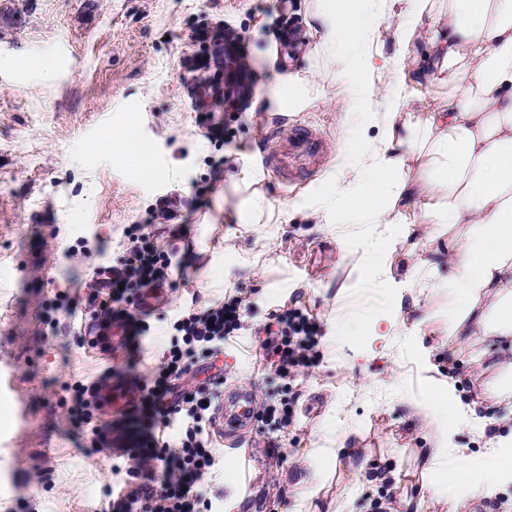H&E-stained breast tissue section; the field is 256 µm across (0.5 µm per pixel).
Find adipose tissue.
<instances>
[{"mask_svg":"<svg viewBox=\"0 0 512 512\" xmlns=\"http://www.w3.org/2000/svg\"><path fill=\"white\" fill-rule=\"evenodd\" d=\"M384 20L400 47L392 81L372 82L373 58L355 47L377 20L365 0H310L306 40L289 42L287 65L269 89L278 112L305 111L311 71L296 67L302 52L322 55L338 86L339 116L355 150L337 169V189L317 210L326 224L369 230L399 224L427 227L447 245L409 272V295L390 296L384 309L360 310L356 343L371 349L399 335L405 300L432 299L429 321L449 350L468 348L485 373L490 406L512 416V0H390ZM446 90L439 102L430 88ZM378 137L363 138L360 119L374 96ZM455 375L431 379L423 409L435 421V444L423 468L434 498L453 496L456 512L500 495L512 484V429L488 432L477 404L455 400ZM466 428L483 442L477 457L448 456V435Z\"/></svg>","mask_w":512,"mask_h":512,"instance_id":"obj_1","label":"adipose tissue"}]
</instances>
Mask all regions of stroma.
I'll list each match as a JSON object with an SVG mask.
<instances>
[{"label":"stroma","mask_w":512,"mask_h":512,"mask_svg":"<svg viewBox=\"0 0 512 512\" xmlns=\"http://www.w3.org/2000/svg\"><path fill=\"white\" fill-rule=\"evenodd\" d=\"M305 0H0V512H104L106 489L129 482L109 450H92L70 415L68 387L107 372L147 378L172 342L173 321L238 288L247 300L246 328L216 361L193 364L179 383L194 388L213 372L225 389L251 388L257 409L287 392L296 419L272 431L243 430L242 446L220 443V462L206 480L221 512H305L299 481L318 469L312 454L345 420L353 448L330 499L345 512H399L420 485L415 452L432 447L433 419L418 407L435 371L461 378L458 396L481 399L467 351L442 348L432 328L418 327L429 301L406 305L405 335L374 355L350 350L354 308L388 299L365 271L353 270L336 234L313 217L310 203L333 187L346 153L337 88L322 58L310 61L320 84L311 106L281 119L267 98L276 80L268 58L284 31L305 33ZM230 30L245 44L255 80L246 114L225 106L221 91L196 107L188 93L201 76L187 57L207 54L199 33ZM303 126L330 150L303 174L260 165L270 126ZM135 126L153 149L155 177L141 176L108 133ZM284 218L243 230V171ZM174 216L163 220L160 207ZM148 225L172 250L173 287L148 317L136 357L90 344L85 326L96 270L121 260L129 225ZM267 262L249 264L260 245ZM395 291L430 249L425 225L395 245ZM224 252V285H205L216 250ZM295 305L320 325L319 361L280 378L256 364L254 345L269 312ZM255 456L254 489L238 488L236 455ZM392 472L374 481V473Z\"/></svg>","instance_id":"obj_1"}]
</instances>
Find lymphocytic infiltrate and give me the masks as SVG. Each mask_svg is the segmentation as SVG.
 <instances>
[{"instance_id": "f902f5d3", "label": "lymphocytic infiltrate", "mask_w": 512, "mask_h": 512, "mask_svg": "<svg viewBox=\"0 0 512 512\" xmlns=\"http://www.w3.org/2000/svg\"><path fill=\"white\" fill-rule=\"evenodd\" d=\"M130 245L112 269L107 298L94 312L97 327L120 330V345L145 336L149 327L139 308L145 291L171 283L174 268L168 254L149 233H130ZM247 305L240 292L225 294L202 311L191 310L173 323L179 340L165 352L150 380L136 382L138 398L120 419L106 426L91 419L102 406L99 394L107 376L72 386L71 416L90 428L93 447L108 445L111 434L136 428L135 440L120 449L130 483L112 490L108 512H209L203 478L216 465L218 450L210 426L224 394L223 377H209L194 390L177 381L199 359L216 356L224 342L241 330ZM261 343L262 357L280 377H291L315 365L318 326L299 308H277Z\"/></svg>"}]
</instances>
